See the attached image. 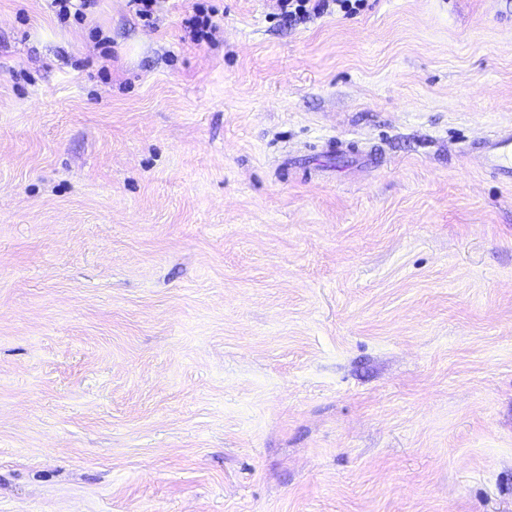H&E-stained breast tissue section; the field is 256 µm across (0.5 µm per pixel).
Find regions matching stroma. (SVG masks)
I'll list each match as a JSON object with an SVG mask.
<instances>
[{
  "mask_svg": "<svg viewBox=\"0 0 512 512\" xmlns=\"http://www.w3.org/2000/svg\"><path fill=\"white\" fill-rule=\"evenodd\" d=\"M508 123L512 0H0V512H512ZM52 7L62 23L69 22L71 18L78 24L85 22L88 13L96 7L98 0H51ZM280 15L291 22L309 18L312 14L320 16L328 12L331 4L345 15H352L367 7L368 0H275ZM482 169L504 185H512V126H504L483 138L475 155Z\"/></svg>",
  "mask_w": 512,
  "mask_h": 512,
  "instance_id": "1",
  "label": "stroma"
}]
</instances>
